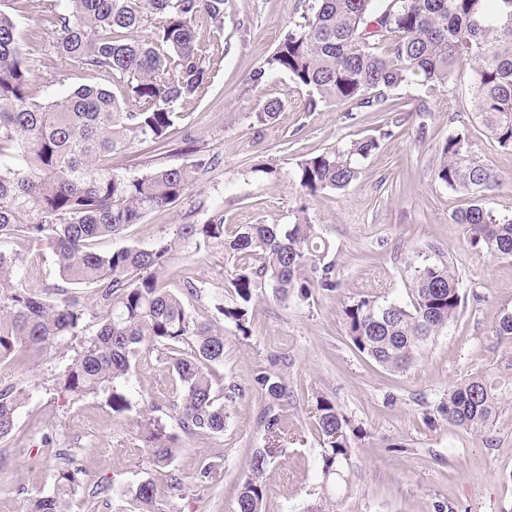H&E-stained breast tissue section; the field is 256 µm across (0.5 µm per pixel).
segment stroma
Here are the masks:
<instances>
[{
  "instance_id": "obj_1",
  "label": "stroma",
  "mask_w": 512,
  "mask_h": 512,
  "mask_svg": "<svg viewBox=\"0 0 512 512\" xmlns=\"http://www.w3.org/2000/svg\"><path fill=\"white\" fill-rule=\"evenodd\" d=\"M308 0H225L224 25L198 20L204 56L223 48L205 95L175 104L178 117L164 145L134 140L114 155L112 170L127 177L201 160L196 185L177 203L149 212L142 223L103 241L101 250L148 248L172 237L183 224H203L220 211L226 234L245 224H290L307 217L329 245L337 287L312 289L308 299L276 298L263 282L249 305V333L241 335L216 307L232 303L235 257L223 250L178 253L162 274L165 286L194 283L191 317L224 332V360L212 366L214 383L235 385L243 395L225 402L221 434L181 435L171 472L156 471L133 455L135 417H113L101 398L60 394L54 379L63 360L52 351L19 369L0 363V382L29 381L31 397L19 409L13 433L0 441V512H25L30 499L53 490L52 473L73 460L84 483L70 512H116L119 494L150 480L163 512H228L253 449L266 446L259 423L268 400L254 382L271 357H280L288 387L281 453L265 470L263 512H306L322 506L321 439L312 410L316 396L334 400L356 435L352 476L335 501L337 512H512V406L506 407L493 444L448 424L436 407L451 386L493 368L512 354V339L497 336L500 318L512 312V257H493L473 247L454 221L467 196L440 184L435 170L451 133L466 132L472 151L499 176L498 189L480 204L497 218H512V149L499 147L474 121L468 65L459 64L447 84L399 87L389 94L398 112H378L352 102L305 111L306 91L286 73L253 86L252 72L274 52L288 25L300 22ZM30 65V92L43 101L96 85L120 93V83L80 70L61 71L53 36L36 13L14 16ZM281 101L275 119L256 115L267 100ZM381 137L379 150L360 162L347 188L309 196L299 187L300 160ZM192 140L193 152L184 149ZM33 292L54 296L63 282L52 252L19 237L9 245ZM453 263L462 306L411 367L392 372L359 353L349 340L344 310L356 301L410 305L416 268ZM136 398L170 413L172 375L161 350L137 364ZM213 465L211 481L195 474ZM183 489L171 494L169 473Z\"/></svg>"
}]
</instances>
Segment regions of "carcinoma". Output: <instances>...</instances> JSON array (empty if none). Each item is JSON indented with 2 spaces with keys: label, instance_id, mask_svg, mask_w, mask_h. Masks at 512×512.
I'll return each mask as SVG.
<instances>
[{
  "label": "carcinoma",
  "instance_id": "cac0c4a2",
  "mask_svg": "<svg viewBox=\"0 0 512 512\" xmlns=\"http://www.w3.org/2000/svg\"><path fill=\"white\" fill-rule=\"evenodd\" d=\"M11 2L44 17L61 67L104 74L125 83L127 93L119 98L83 85L63 97L35 100L14 18L0 9V241H46L61 280L92 289L95 299L88 307L66 295L56 301L42 297L24 286L15 255L0 250V362L25 366L48 348L68 351L95 321V335L82 341L56 376L57 390L99 396L112 416L126 417L136 408L127 383L137 359L162 346L175 383L179 428L222 433L224 401L242 396L235 385L215 392L210 378V365L224 360V332L190 316L186 299L198 293L193 284L174 291L163 286L160 274L190 245L222 247L236 256L242 264L231 281L235 302L217 311L245 336L258 281L268 280L285 300L295 293L305 297L312 287L336 289L334 263L327 260L328 246L317 242L316 225L305 217L288 225L250 224L228 238L224 216L217 213L205 224L181 225L149 249L103 252L98 244L176 203L196 184L200 164L194 161L126 178L112 172V155L136 137L163 142L176 118L173 104L208 88L197 17L203 12L221 27L224 0H66L65 7L59 0ZM147 21L154 31L144 39L138 33ZM380 44L389 52L378 53ZM460 60L470 65L476 118L499 146L512 148V0H311L303 22L288 27L250 80L259 86L275 72L288 73L308 90V112L345 101L395 112L389 91L445 84ZM380 146V139L369 137L301 160L300 188L311 196L344 189L357 179L360 160ZM436 179L473 199L500 186L460 133L448 135ZM455 221L473 246L491 256H512V220L500 224L472 204ZM254 258L261 262L257 268L249 264ZM461 302L454 266L428 265L418 270L411 305L363 299L346 308L348 336L359 353L403 371L458 316ZM255 383L273 402L288 397L274 371L258 370ZM29 396L23 381L0 384L1 440L12 434ZM507 405L512 356L494 371L454 385L436 411L489 445ZM153 411L152 403L139 410L143 424L134 452L152 469L164 470L180 446L174 432L149 416ZM313 417L324 447V488L339 490L348 485L352 466L349 423L324 395L316 397ZM260 423L273 438L285 427L271 406ZM271 458L270 448L252 451L250 473L240 480L231 512H262V475ZM82 475L76 467L57 468L52 494L32 499L29 512H69ZM157 496L155 484L143 481L124 492L117 512L128 505L159 512Z\"/></svg>",
  "mask_w": 512,
  "mask_h": 512
}]
</instances>
